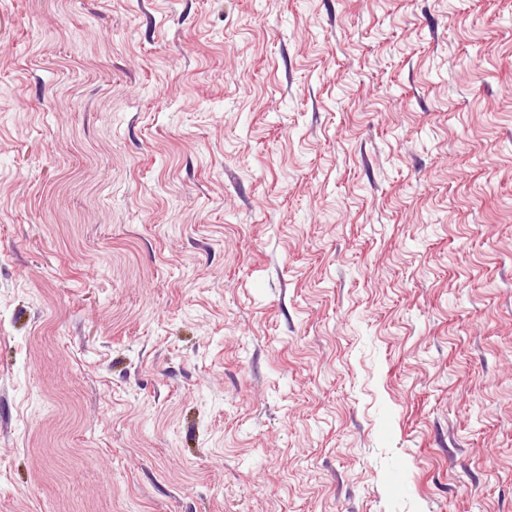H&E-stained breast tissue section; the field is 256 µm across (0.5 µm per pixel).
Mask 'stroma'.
Masks as SVG:
<instances>
[{
	"label": "stroma",
	"instance_id": "obj_1",
	"mask_svg": "<svg viewBox=\"0 0 512 512\" xmlns=\"http://www.w3.org/2000/svg\"><path fill=\"white\" fill-rule=\"evenodd\" d=\"M0 512H512V0H0Z\"/></svg>",
	"mask_w": 512,
	"mask_h": 512
}]
</instances>
